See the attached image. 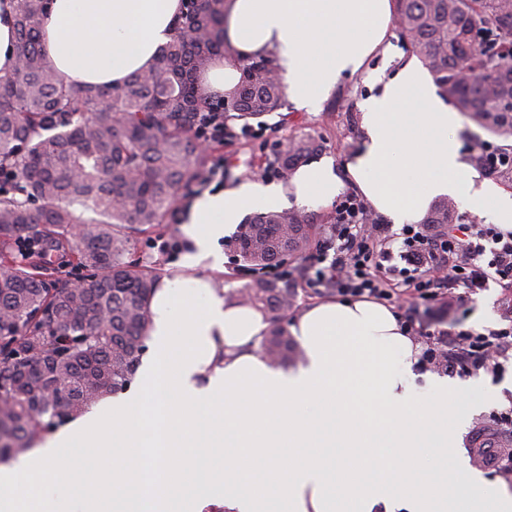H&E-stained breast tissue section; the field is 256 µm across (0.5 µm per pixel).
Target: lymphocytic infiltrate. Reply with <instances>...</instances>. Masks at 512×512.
<instances>
[{
	"mask_svg": "<svg viewBox=\"0 0 512 512\" xmlns=\"http://www.w3.org/2000/svg\"><path fill=\"white\" fill-rule=\"evenodd\" d=\"M328 265L308 279L318 293L394 302L408 296L407 335L421 338L423 364L451 374L484 371L497 375L512 361V306L504 325L483 332L434 328L440 311L457 314L490 283L512 288V232L459 218L451 224H406L391 233L370 222L364 202L347 194L336 203L334 224L321 241Z\"/></svg>",
	"mask_w": 512,
	"mask_h": 512,
	"instance_id": "obj_1",
	"label": "lymphocytic infiltrate"
}]
</instances>
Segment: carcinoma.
Wrapping results in <instances>:
<instances>
[{
	"instance_id": "obj_1",
	"label": "carcinoma",
	"mask_w": 512,
	"mask_h": 512,
	"mask_svg": "<svg viewBox=\"0 0 512 512\" xmlns=\"http://www.w3.org/2000/svg\"><path fill=\"white\" fill-rule=\"evenodd\" d=\"M224 2L185 7L156 62L123 86L75 90L40 50L46 0H17V68L0 76V465L135 379L157 278L125 257L131 233L165 223L178 192L206 172L194 126L216 103L200 77L226 52ZM393 20L438 94L511 139L512 0H394ZM463 56L482 79L458 80ZM283 105L273 59L260 57L242 66L224 120L247 131ZM318 149L311 137L294 138L272 166L285 177ZM76 206L103 220L80 221ZM454 214L442 199L422 223L451 224ZM24 240L64 264L21 255ZM313 240L310 215L282 209L247 216L230 245L244 265L265 268L302 258ZM240 294L270 315L266 358L296 361L284 325L294 296L288 275L260 277ZM490 449L512 452V439L485 431L474 461Z\"/></svg>"
}]
</instances>
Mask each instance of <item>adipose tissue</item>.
Here are the masks:
<instances>
[{"label": "adipose tissue", "mask_w": 512, "mask_h": 512, "mask_svg": "<svg viewBox=\"0 0 512 512\" xmlns=\"http://www.w3.org/2000/svg\"><path fill=\"white\" fill-rule=\"evenodd\" d=\"M182 4L48 0L40 47L68 84L116 86L152 65ZM391 17L390 0H226L229 56L202 85L230 94L240 64L268 55L289 100L318 111L340 79L390 55ZM373 80L378 93L359 104L361 147L344 165L324 157L287 184L241 183L193 201L181 265L206 260L210 274L158 283L133 387L0 467V512H512V485L484 490L460 450L492 397L435 376L417 398L418 346L389 307H305L290 328L303 358L282 367L258 352L264 315L213 286L218 242L243 212L315 209L349 183L395 224L420 222L447 196L512 232V192L468 164L454 139L461 117L431 76L406 63Z\"/></svg>", "instance_id": "adipose-tissue-1"}]
</instances>
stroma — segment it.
Here are the masks:
<instances>
[{
  "label": "stroma",
  "mask_w": 512,
  "mask_h": 512,
  "mask_svg": "<svg viewBox=\"0 0 512 512\" xmlns=\"http://www.w3.org/2000/svg\"><path fill=\"white\" fill-rule=\"evenodd\" d=\"M370 91L363 75L348 76L340 81L319 111L298 110L288 102L281 111L264 117L248 134H241L236 127L225 132L223 143L207 147L211 162H223V174L196 180L190 190L181 192L166 224L156 232L133 234L131 258L139 260L161 278L180 273L179 245L184 241L180 227L192 201L205 191L214 192L246 180L278 182V175L269 170L268 164L289 139L310 136L318 141L320 155L339 162L351 157L361 144L358 104ZM503 298L502 288L493 284L467 302L463 328L477 329L482 320L487 321L489 327H500Z\"/></svg>",
  "instance_id": "stroma-1"
}]
</instances>
